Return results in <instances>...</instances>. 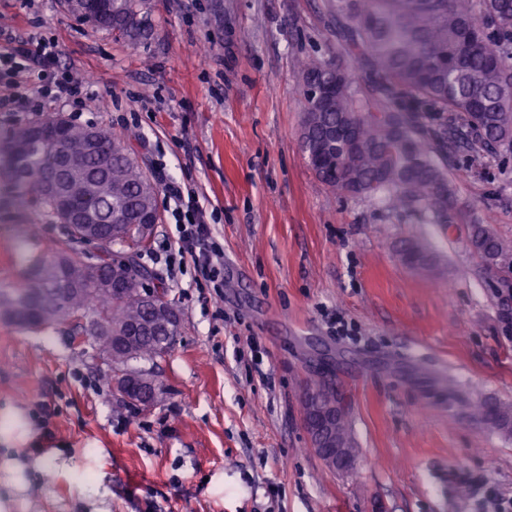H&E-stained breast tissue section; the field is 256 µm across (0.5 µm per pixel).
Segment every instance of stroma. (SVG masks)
<instances>
[{
  "label": "stroma",
  "instance_id": "35a3bbf8",
  "mask_svg": "<svg viewBox=\"0 0 512 512\" xmlns=\"http://www.w3.org/2000/svg\"><path fill=\"white\" fill-rule=\"evenodd\" d=\"M133 45L87 26L62 0H0V52L53 39L95 95L93 124L128 135L145 171L195 188L224 255L215 290L192 262L173 270L160 221L141 260L181 313L151 407L102 380L78 323L38 331L0 321V409L24 412L49 461L29 472L23 512H76L106 488L105 512H483L481 481L512 493V436L468 400L512 404V280L469 246V213L512 240V153L440 160L457 206L394 212L382 196L340 195L300 143L297 66L340 57L328 0H140ZM149 100L150 111L132 103ZM0 178V289L24 283L28 234L51 255L64 228ZM437 267H406L404 240ZM340 397L357 449L330 469L301 418L307 384Z\"/></svg>",
  "mask_w": 512,
  "mask_h": 512
}]
</instances>
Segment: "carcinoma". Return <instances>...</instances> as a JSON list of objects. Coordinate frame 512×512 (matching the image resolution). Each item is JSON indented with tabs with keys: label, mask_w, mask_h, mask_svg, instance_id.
Instances as JSON below:
<instances>
[{
	"label": "carcinoma",
	"mask_w": 512,
	"mask_h": 512,
	"mask_svg": "<svg viewBox=\"0 0 512 512\" xmlns=\"http://www.w3.org/2000/svg\"><path fill=\"white\" fill-rule=\"evenodd\" d=\"M327 15L336 30L341 50L358 60L364 85L346 80L329 104L319 108L310 95L308 79L336 76V60L311 58L302 63V134L313 143L334 128H349V148L333 156L334 172L312 170L332 191L349 195H384L388 206L412 209L418 205L441 216L454 209V196L444 169L433 154L437 150L415 124L421 113L440 117L448 112L464 117L478 133L480 149L494 145L512 149V0H330ZM91 26L135 44L148 35L138 0H111L110 12ZM112 150V172L100 170L96 156L86 154L70 182L77 195L90 187L96 223L112 227V239L97 256L108 272L119 271L128 281L129 295L119 299L87 279L90 257L78 252L82 225L65 226L66 238L49 259L32 257L29 282L22 288L0 289V317L17 320L23 312L49 325L64 319L90 320L88 345L96 349L97 330L112 328V373L151 374L155 363L168 353L169 333L152 330L128 339L123 327L150 322L152 311L136 298L139 284L156 283L164 304L165 283L141 262L146 244L142 225L134 223L145 211H156L157 186L140 168L134 151L124 140L100 131ZM28 126L13 130L0 144V176L19 169L10 181L20 198L33 196L53 213L52 201L43 194L52 176L55 147L43 144L23 154L10 153L12 144L26 140ZM118 242L126 250H114ZM469 242L492 268L512 272V243L501 240L489 225L473 220ZM402 262L432 271L436 259L420 241L409 239L400 250ZM479 413L489 427L512 435V404L483 403Z\"/></svg>",
	"instance_id": "carcinoma-1"
}]
</instances>
